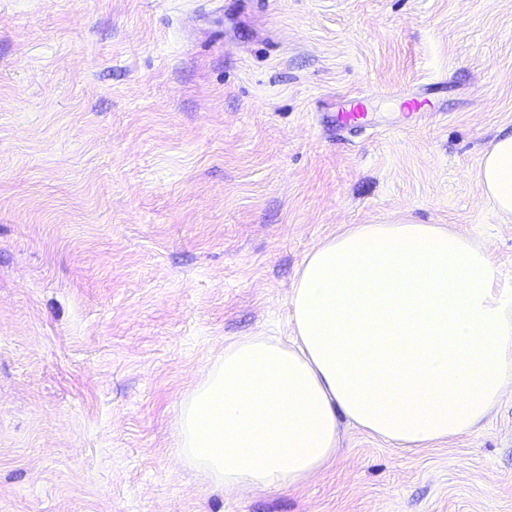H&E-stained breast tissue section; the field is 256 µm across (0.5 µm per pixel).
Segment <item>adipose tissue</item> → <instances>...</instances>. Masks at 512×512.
<instances>
[{
    "label": "adipose tissue",
    "mask_w": 512,
    "mask_h": 512,
    "mask_svg": "<svg viewBox=\"0 0 512 512\" xmlns=\"http://www.w3.org/2000/svg\"><path fill=\"white\" fill-rule=\"evenodd\" d=\"M479 191L512 217V133ZM292 337L248 336L181 400L186 466L228 490H284L336 456L339 417L417 450L473 432L512 387V289L492 254L442 224H356L313 249Z\"/></svg>",
    "instance_id": "adipose-tissue-1"
}]
</instances>
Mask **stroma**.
I'll return each instance as SVG.
<instances>
[{
	"label": "stroma",
	"instance_id": "stroma-1",
	"mask_svg": "<svg viewBox=\"0 0 512 512\" xmlns=\"http://www.w3.org/2000/svg\"><path fill=\"white\" fill-rule=\"evenodd\" d=\"M503 132L512 0H0V512H512V389L415 452L340 421L283 491L212 485L174 435L353 225L467 232L512 286L476 180ZM369 112H366L363 99H349L336 118L341 128L364 130L369 127Z\"/></svg>",
	"mask_w": 512,
	"mask_h": 512
}]
</instances>
